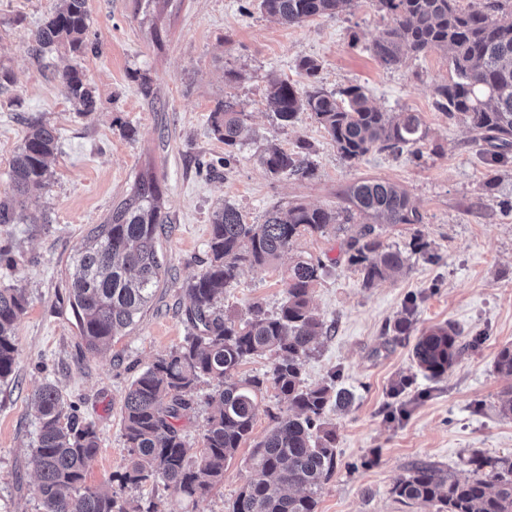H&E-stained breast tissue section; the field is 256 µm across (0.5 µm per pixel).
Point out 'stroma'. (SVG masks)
<instances>
[{
	"instance_id": "obj_1",
	"label": "stroma",
	"mask_w": 512,
	"mask_h": 512,
	"mask_svg": "<svg viewBox=\"0 0 512 512\" xmlns=\"http://www.w3.org/2000/svg\"><path fill=\"white\" fill-rule=\"evenodd\" d=\"M56 3L0 0V73L11 77L0 88V193L10 190L11 162L30 124L50 125L58 136L48 187L20 223L0 226V247L15 260L0 266V287L24 288L28 299L15 328V371L0 382V512H40L29 465L38 431L30 401L43 384L56 385L97 432L86 486L101 485L126 463L124 396L144 369L184 341L185 288L207 264L216 210L233 205L249 224L296 202L340 211L347 188L361 179L404 189L423 221L381 225L384 243L408 262L397 278L368 287L348 261L344 234L300 236L287 254L325 264L311 300L329 331L306 358L303 381H332L353 397L349 408L325 411L336 431V468L317 512H420L391 492L415 465L465 476L472 451L512 455V418L497 412L512 378L494 368L498 349L512 343V155L487 162L468 127L436 108V86L455 76L448 54L432 50L383 66L370 44L390 18L376 0H352L335 16L294 26L270 18L257 0H87L86 49L36 56L35 33ZM154 24L162 43L151 38ZM304 57L318 61L317 80L327 91L358 85L380 110L418 113L428 133L420 150H374L348 161L310 113L282 125L267 106L269 82L305 85L296 67ZM70 66L94 88L95 112L79 114L67 98L61 74ZM230 71L236 80L227 79ZM227 98L248 128L229 163L210 125ZM302 140L311 146L313 176L271 178L259 162L267 146L290 152ZM147 166L164 190L168 233L158 251L167 273L135 323L92 354L69 301L70 258ZM284 269L244 266L220 309L236 319L257 303L278 312ZM403 317L409 328L400 334L394 324ZM448 321L470 346L444 379L431 380L413 347L427 328ZM251 455V445L239 448L223 484L194 503L160 483L122 495L160 502L163 512H229L255 475Z\"/></svg>"
}]
</instances>
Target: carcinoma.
<instances>
[{
  "mask_svg": "<svg viewBox=\"0 0 512 512\" xmlns=\"http://www.w3.org/2000/svg\"><path fill=\"white\" fill-rule=\"evenodd\" d=\"M351 0H259L269 16L288 25L333 16ZM391 15V25L374 39L370 50L384 66L433 49L451 52L456 79L435 88L436 106L448 119L468 125L473 143L493 148L496 161L512 152V0H478L465 9L459 0H377ZM87 0H61L45 18L35 40L41 49L63 46L71 53L85 49ZM297 69L311 83L305 90L274 78L267 100L277 119L292 123L310 113L324 128L340 156L356 160L370 151H400L424 142L427 133L416 112H383L369 104L359 86L337 93L317 86L320 65L304 57ZM62 82L79 112L96 108L94 88L84 72L67 68ZM215 135L227 150L240 143L242 113L226 101L210 115ZM56 149V132L30 125L12 160L11 193L0 195V224L21 219L32 190L49 185L48 159ZM305 141L287 152L269 146L260 157L273 176L308 178L314 169ZM351 207L343 212L294 203L282 213L275 209L262 224H246L232 206L212 215L209 262L191 281L186 293L190 331L182 345L156 359L130 385L122 407L123 436L129 453L125 471L112 477L119 488L162 482L182 497L196 501L224 481V467L239 448L252 441L260 398L267 383L288 402L273 416L274 427L253 441L259 474L238 494L230 512H316L317 495L336 468V431L324 415L329 403L346 408L352 395L332 382L307 387L302 380L304 360L327 333L325 322L311 307L310 290L324 264L298 257L285 270L286 301L278 313L261 305L251 317L237 321L224 316L217 303L224 289L249 264L270 265L308 234L324 235L344 226L349 261L369 286L400 272L408 257L385 246L373 224H355V216L383 218L389 224H419L422 217L408 195L393 183L361 180L348 190ZM163 192L155 174H139L132 193L119 202L94 231L79 243L71 257L70 303L80 339L92 353L106 346L121 328L135 322L153 299L165 275L157 245L166 233ZM22 289L0 288V380L14 372L18 348L14 327L26 309ZM469 343L450 324L434 325L417 338L414 358L432 379L448 370ZM272 352L271 378L257 375L229 383L248 359ZM495 370L512 377V344L495 356ZM216 382L209 397L212 411L203 426L199 456L192 462L178 423L191 419L198 386ZM39 424L29 465L36 478L41 512H138L112 486H84L85 467L97 454L94 427L67 410L53 384L43 385L33 399ZM467 464L472 475L460 478L432 464H421L399 477L392 493L408 506L428 512H512V456L475 451Z\"/></svg>",
  "mask_w": 512,
  "mask_h": 512,
  "instance_id": "carcinoma-1",
  "label": "carcinoma"
}]
</instances>
